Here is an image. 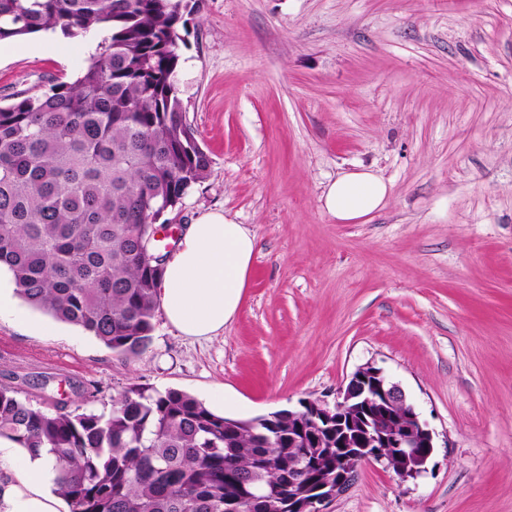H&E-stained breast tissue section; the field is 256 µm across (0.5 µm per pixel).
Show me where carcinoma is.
<instances>
[{
  "label": "carcinoma",
  "mask_w": 512,
  "mask_h": 512,
  "mask_svg": "<svg viewBox=\"0 0 512 512\" xmlns=\"http://www.w3.org/2000/svg\"><path fill=\"white\" fill-rule=\"evenodd\" d=\"M193 0H0V43L104 33L73 82L0 105V266L33 309L113 353L144 352L165 260L152 225L206 177L175 76ZM218 415L186 392L136 386L107 411L34 403L0 384V437L49 457L69 512H288L305 465L288 429ZM338 448L313 449L336 474Z\"/></svg>",
  "instance_id": "obj_1"
}]
</instances>
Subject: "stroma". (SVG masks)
<instances>
[{
    "mask_svg": "<svg viewBox=\"0 0 512 512\" xmlns=\"http://www.w3.org/2000/svg\"><path fill=\"white\" fill-rule=\"evenodd\" d=\"M101 32L0 43V102L71 82ZM176 86L210 159L168 218L224 211L256 238L232 322L157 315L124 357L30 310L0 318V382L89 409L133 386L249 419L334 403L381 368L434 431L428 470L364 463L327 512H512V0H199ZM389 188L361 224L320 206L345 171ZM236 406L224 410L225 393Z\"/></svg>",
    "mask_w": 512,
    "mask_h": 512,
    "instance_id": "35a3bbf8",
    "label": "stroma"
}]
</instances>
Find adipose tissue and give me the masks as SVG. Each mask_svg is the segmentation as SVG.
<instances>
[{
    "instance_id": "adipose-tissue-1",
    "label": "adipose tissue",
    "mask_w": 512,
    "mask_h": 512,
    "mask_svg": "<svg viewBox=\"0 0 512 512\" xmlns=\"http://www.w3.org/2000/svg\"><path fill=\"white\" fill-rule=\"evenodd\" d=\"M387 195L386 183L362 168L339 175L320 202L338 223L357 224L383 208ZM255 249L250 230L224 213L197 217L164 266L160 299L168 323L195 338L223 331L239 307ZM10 445L0 437V512H61L45 460L10 453Z\"/></svg>"
}]
</instances>
